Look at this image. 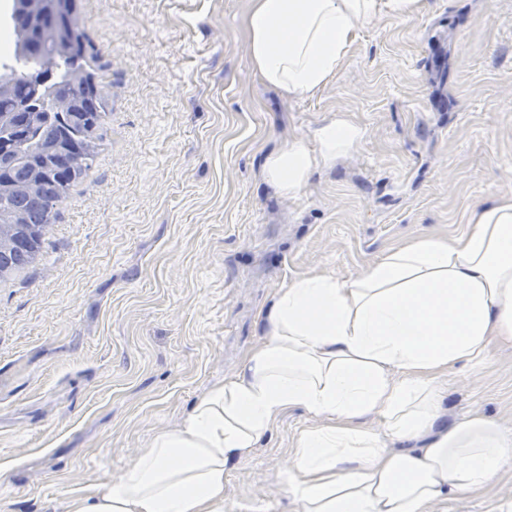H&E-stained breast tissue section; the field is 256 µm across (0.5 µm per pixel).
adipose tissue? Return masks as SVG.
Returning a JSON list of instances; mask_svg holds the SVG:
<instances>
[{"instance_id": "adipose-tissue-1", "label": "adipose tissue", "mask_w": 512, "mask_h": 512, "mask_svg": "<svg viewBox=\"0 0 512 512\" xmlns=\"http://www.w3.org/2000/svg\"><path fill=\"white\" fill-rule=\"evenodd\" d=\"M426 0H250V57L262 81L288 96H317L364 25L416 16ZM365 138L325 118L313 142L296 138L264 158L284 198ZM266 333L242 369L198 397L187 418L156 434L128 469L79 493L70 512H224V473L293 408L320 423L294 443L285 479L302 512H430L485 490L512 439L474 415L442 427L438 379L487 361L512 340V195L491 193L465 231L391 249L344 278L292 279L265 314ZM376 416L381 430L363 425Z\"/></svg>"}]
</instances>
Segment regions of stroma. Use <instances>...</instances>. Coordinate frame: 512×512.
Wrapping results in <instances>:
<instances>
[{
  "label": "stroma",
  "mask_w": 512,
  "mask_h": 512,
  "mask_svg": "<svg viewBox=\"0 0 512 512\" xmlns=\"http://www.w3.org/2000/svg\"><path fill=\"white\" fill-rule=\"evenodd\" d=\"M249 0H82L108 100L104 144L38 261L0 281V512H69L236 375L296 277H350L390 249L460 234L512 194V0H428L362 30L318 97L265 85ZM338 114L362 146L294 198L266 153ZM443 424L512 436V341L437 381ZM315 417L280 415L230 463L224 512H302L284 475ZM431 512H512V460Z\"/></svg>",
  "instance_id": "35a3bbf8"
}]
</instances>
